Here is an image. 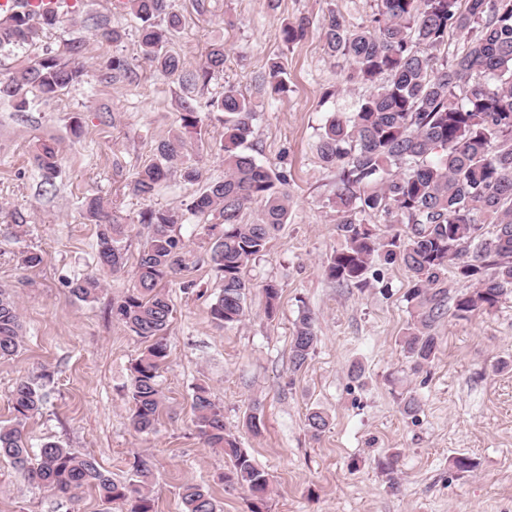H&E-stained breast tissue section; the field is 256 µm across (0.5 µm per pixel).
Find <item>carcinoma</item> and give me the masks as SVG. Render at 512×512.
Wrapping results in <instances>:
<instances>
[{
  "instance_id": "carcinoma-1",
  "label": "carcinoma",
  "mask_w": 512,
  "mask_h": 512,
  "mask_svg": "<svg viewBox=\"0 0 512 512\" xmlns=\"http://www.w3.org/2000/svg\"><path fill=\"white\" fill-rule=\"evenodd\" d=\"M375 2L366 24L352 27L332 10L323 26L329 54L348 64L345 82L366 88L354 110L326 123L317 144L323 163L340 170L332 204L343 243L327 257L324 271L340 285L363 287L376 261L404 266L409 320L401 347L417 373L438 352L436 325L445 315L448 266L473 282L456 299L461 317L490 311L512 297V0ZM126 8L138 24L136 55L113 54L106 65L110 81L131 78L139 59L178 77L187 89L207 86L214 73L224 70L222 42L210 46L197 69L184 70L182 59L168 49L183 24L169 0H126ZM61 21L59 11L16 0L13 8L0 10V50L33 46ZM307 25L304 19L284 24L282 43L300 41ZM454 34L466 35L464 43L451 44ZM84 51L83 41L72 40L60 54L43 52L15 75L0 78V100L25 112L32 103L29 96L51 99L83 82ZM287 92L288 72L275 56L254 77L249 95L227 86L216 99L187 98L180 103L181 131L160 140L155 159L129 183V191L144 198L174 172L185 183L200 182L201 169L185 159L184 134L201 133L202 113L218 114L224 127V179L207 183L183 208L139 213L137 223L147 225L148 234L137 260L136 285L112 309L147 342L131 366V423L138 432L156 429L162 407L158 378L168 358L166 333L173 306L161 282L186 268L176 227L189 215L218 220L209 225L214 236L209 260L222 288L210 315L225 327L246 316L245 270L288 222L292 198L287 176L246 152L256 117L254 99ZM34 164L41 186H54L60 165L53 143L38 144ZM84 207L87 219L97 225L100 270L121 271L127 223L96 196L86 198ZM249 211L254 216L247 219ZM371 213L389 230L363 222L361 215ZM99 287L100 280L90 276L73 282L71 292L86 301ZM22 338L17 302L1 288L0 357L17 353ZM317 341L314 317L302 315L291 341L294 368L305 365ZM11 404L14 420L0 424V457L54 495L65 512H77L74 503L88 488L105 505L122 504L124 512H155L148 458H137L135 480L116 482L95 457L78 455L57 442H46L34 452L24 428L43 407L41 386L30 378L17 380ZM191 408L206 446L230 460L229 481L252 493L250 512H266L268 475L226 432L223 408L204 386L196 388ZM181 498L185 512H221L218 501L200 485L184 486Z\"/></svg>"
}]
</instances>
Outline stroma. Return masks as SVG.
Wrapping results in <instances>:
<instances>
[{"mask_svg":"<svg viewBox=\"0 0 512 512\" xmlns=\"http://www.w3.org/2000/svg\"><path fill=\"white\" fill-rule=\"evenodd\" d=\"M171 0L184 25L170 48L196 68L209 46L223 41L227 62L197 98L220 96L225 86L246 91L270 57L282 56L289 90L257 99L251 153L265 167L288 176L293 204L288 222L249 265L248 313L225 328L211 319L221 281L209 262L206 219L177 228L188 252L187 270L164 279L173 305L166 335L169 357L158 382L164 405L157 428L136 432L130 424V366L146 344L121 321L112 305L132 288L147 228L146 208H177L196 193L171 177L147 198L128 185L152 161L158 141L181 125L187 92L173 77L144 61L136 76L105 82L113 53L135 54L137 23L121 0H82L63 15L39 45L0 51V75L9 76L44 49H63L70 39L86 44L84 83L38 100L29 111L0 101V288L18 304L24 342L0 358V423L13 418L17 379L43 384L47 401L28 420L32 449L55 441L93 455L113 479L125 481L138 457L154 463L157 512H183L182 488L200 484L223 512H249L246 488L225 482L231 468L206 447L193 424L192 395L206 386L224 409V424L270 478L269 512H512V299L491 311L438 322L439 349L428 371L416 373L399 345L409 318L404 295L408 273L400 264L378 263L364 288H343L324 273L341 245L331 198L337 171L316 151L334 112L358 102L363 88L344 85L345 62L331 57L322 37L329 11L358 24L376 10L374 0ZM308 18L305 37L281 41L282 24ZM121 30L112 43L97 35V20ZM80 120L81 135L71 130ZM223 126L205 117L202 133L188 140L186 158L204 181L224 177ZM54 140L62 175L50 192L32 160L39 141ZM100 197L130 220L124 271L102 276L96 296L82 301L72 282L93 274L96 227L83 201ZM26 218L23 227L12 213ZM35 250L42 263L28 268L21 254ZM279 284L274 316L264 313L263 286ZM317 319L319 341L301 369L291 363V339L303 313ZM420 410H402L407 396ZM322 411L328 427L313 436L309 410ZM258 412L261 433L245 425ZM394 468H386L388 456ZM471 459L457 471L454 460ZM0 512H59L49 492L30 485L0 460Z\"/></svg>","mask_w":512,"mask_h":512,"instance_id":"stroma-1","label":"stroma"}]
</instances>
